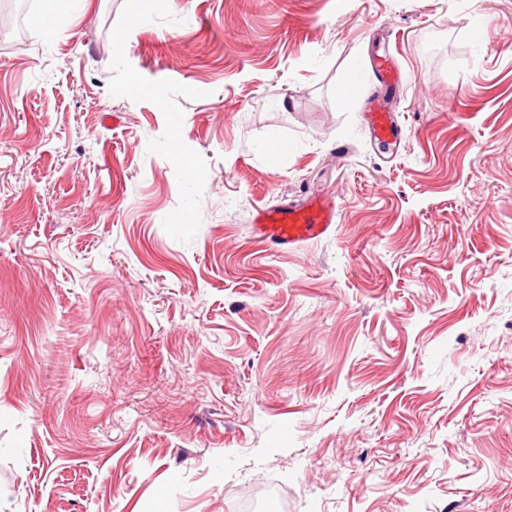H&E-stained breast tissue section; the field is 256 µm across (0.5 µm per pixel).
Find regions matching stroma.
Instances as JSON below:
<instances>
[{
	"mask_svg": "<svg viewBox=\"0 0 512 512\" xmlns=\"http://www.w3.org/2000/svg\"><path fill=\"white\" fill-rule=\"evenodd\" d=\"M0 5V512H512V0ZM373 81L379 88H390L398 86L401 81V75L394 68L389 57L381 56L374 64ZM364 123L371 139L378 145L390 144L401 138V126L389 102L377 91L368 98ZM339 204L332 196L308 195L301 203L278 201L252 212L250 232L261 246L285 251L329 236L336 224Z\"/></svg>",
	"mask_w": 512,
	"mask_h": 512,
	"instance_id": "1",
	"label": "stroma"
}]
</instances>
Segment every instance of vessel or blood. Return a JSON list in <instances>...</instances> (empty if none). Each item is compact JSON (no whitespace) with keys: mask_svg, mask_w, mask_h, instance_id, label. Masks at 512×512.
<instances>
[{"mask_svg":"<svg viewBox=\"0 0 512 512\" xmlns=\"http://www.w3.org/2000/svg\"><path fill=\"white\" fill-rule=\"evenodd\" d=\"M373 81L378 91L368 99L364 123L371 139L385 145L400 139L401 126L380 91L398 86L402 78L390 58L382 56L374 64ZM338 214L339 205L334 197L313 193L299 203L281 200L255 208L250 232L259 245L285 251L329 236Z\"/></svg>","mask_w":512,"mask_h":512,"instance_id":"b4317fda","label":"vessel or blood"}]
</instances>
